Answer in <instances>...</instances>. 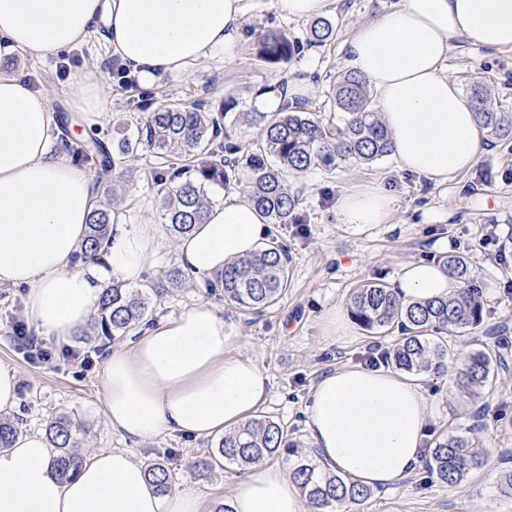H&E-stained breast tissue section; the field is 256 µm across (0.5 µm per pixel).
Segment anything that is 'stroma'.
Listing matches in <instances>:
<instances>
[{
	"label": "stroma",
	"instance_id": "1",
	"mask_svg": "<svg viewBox=\"0 0 512 512\" xmlns=\"http://www.w3.org/2000/svg\"><path fill=\"white\" fill-rule=\"evenodd\" d=\"M394 0H338L329 18L336 39L323 47H304L290 61L269 64L259 58L255 35L261 30H280L304 42L308 22L285 18L276 0H255L232 60L209 59L192 66L187 74L171 76L150 85L139 81L119 84V59L102 32H94L67 54L70 66L61 71L59 58L25 54L0 58V71L22 72L30 87L52 94L51 110L58 129L68 141H84V124L65 92L77 76L104 82L103 118L95 135L112 145L131 133L140 114L139 100L190 106L205 103L218 110L224 99L235 108L226 117L233 142L253 143L259 128L250 117L266 91L292 80L307 83L303 101L312 117L324 124L337 117L333 84L337 71L347 69L346 44L357 25L391 7ZM448 72L460 87L483 84L491 88L502 111L512 113V53H498L467 43L448 55ZM152 162L148 151L137 150L131 165L139 176L131 183L113 185L111 179L96 182L97 199L113 193V208L130 224L163 221L160 198L146 172ZM373 181L383 182L397 200L391 223L363 230L340 223L338 198ZM288 182L299 196L300 223L271 225L270 240L283 244L291 259L288 290L263 312L243 311L219 303L227 322L241 335L239 351L255 360L270 376L272 396L263 415L279 422L303 451H311L302 410L311 387L320 376L342 365H365L379 358L393 344L396 334L382 335L361 328L347 302L361 284L380 280L393 283L400 267L413 259L442 262L447 256L468 257L470 277L484 298L486 324L505 326L509 341L499 349L493 339L483 347L502 350L508 367L500 371L492 392L470 395L454 385L426 382L434 390L432 412L437 420L435 439L462 436L483 448L494 470L512 467V144L490 142L488 151L468 172L444 183L400 172L393 156L369 164H345L328 173L320 169L289 174ZM342 316V335H323L320 320L329 309ZM23 291L0 286V368L18 377L17 400L9 416L18 418L21 431L45 432L52 416L65 413L82 422L87 434L84 454L122 448L142 462L164 463L172 489L188 490L209 507L222 503L237 471L214 466L198 473L195 463L208 456L218 442L192 440L178 433L133 441L112 430L101 409V376L104 353L94 351L89 362L68 357L79 349L77 338L62 342L38 338L51 353L49 360L31 355L13 328L24 322ZM356 512H512V495L497 482L476 472L455 487L432 482L427 470H419L388 492L373 493Z\"/></svg>",
	"mask_w": 512,
	"mask_h": 512
}]
</instances>
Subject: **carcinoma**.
<instances>
[{"mask_svg":"<svg viewBox=\"0 0 512 512\" xmlns=\"http://www.w3.org/2000/svg\"><path fill=\"white\" fill-rule=\"evenodd\" d=\"M336 35L332 21L320 19L310 26L309 43L321 46ZM259 57L269 63L289 60L300 44L284 32L267 31L257 36ZM334 101L340 117L326 126L311 118L303 104H287L278 112L252 113L259 126L260 145L229 142L224 119L233 108L224 100L220 114L174 104L157 105L136 123L133 134L122 137L107 150L96 138L80 145L64 144L72 161L91 165L98 177L112 181L132 178L133 170L121 157L142 147L153 158L150 178L161 195L167 230L174 237L190 233L201 222L210 199L206 188L237 182L270 224H297L298 198L288 184V172L321 169L333 172L351 161L370 163L391 154L390 136L374 108L369 82L355 71L336 75ZM477 121L502 142L512 140V115L498 109L487 87L474 84L467 89ZM114 211L100 204L89 219L82 252L76 260L99 257L103 242L112 232ZM290 258L272 243L263 250L224 267L206 284L207 294L242 309L261 312L275 305L286 293ZM446 266L462 283L460 292L446 300L405 303L389 285L369 282L354 289L349 308L354 320L368 331L399 333L386 362L412 375L454 376L457 384L472 391L485 387L495 371L506 367L504 357L477 349L458 358L443 340L447 333L467 336L481 343L478 333L485 325V304L470 285L465 258L450 255ZM191 276L178 267L134 288L114 280L104 290L94 321L97 335L107 342L124 338L140 326L166 298L189 287ZM18 433L17 423L0 418V448L10 446ZM83 429L70 416H56L46 429V438L57 451L60 475L68 479L85 461L80 451ZM294 458L291 478L306 499L321 506L344 502L350 506L366 502L372 491L321 468L316 456L299 451L288 431L268 416L259 415L237 430L224 435L210 457L198 462L201 470L224 461L243 469L273 455ZM486 464L485 454L469 441L450 435L431 448L427 468L430 477L455 487ZM147 473L161 494L169 489L170 473L161 463H152Z\"/></svg>","mask_w":512,"mask_h":512,"instance_id":"carcinoma-1","label":"carcinoma"}]
</instances>
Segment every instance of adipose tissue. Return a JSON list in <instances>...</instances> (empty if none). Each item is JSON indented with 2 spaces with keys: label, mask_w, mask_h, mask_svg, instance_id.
I'll return each instance as SVG.
<instances>
[{
  "label": "adipose tissue",
  "mask_w": 512,
  "mask_h": 512,
  "mask_svg": "<svg viewBox=\"0 0 512 512\" xmlns=\"http://www.w3.org/2000/svg\"><path fill=\"white\" fill-rule=\"evenodd\" d=\"M252 0H0V54L56 55L96 25L125 67L146 82L187 72L216 53L232 57ZM512 52V0H397L363 21L347 62L377 93V107L401 171L436 182L469 171L489 135L445 62L457 42ZM49 91L0 72V286L24 289V315L37 335L69 339L98 311L112 280L140 281L160 263L159 227L117 220L103 261L74 264L96 204L92 177L51 149ZM394 196L382 183L342 195L340 223H389ZM266 218L247 198L224 194L176 260L195 279L263 248ZM458 280L439 263L402 267L403 301L446 299ZM240 338L223 315L196 302L163 319L131 347L111 350L102 371L104 413L133 440L165 432L213 438L254 416L272 394L267 372L234 354ZM324 469L373 491L416 472L433 424L425 389L394 371L345 365L326 372L304 408ZM234 512H346L313 508L279 464L258 461L231 486ZM0 512H208L187 491L159 493L125 449L96 452L62 480L38 433L0 450Z\"/></svg>",
  "instance_id": "ef3b65f1"
}]
</instances>
